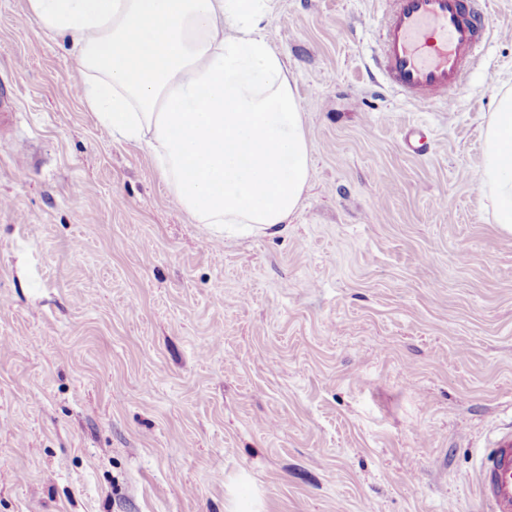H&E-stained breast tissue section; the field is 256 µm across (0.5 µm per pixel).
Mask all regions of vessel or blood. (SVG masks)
I'll return each mask as SVG.
<instances>
[{"label":"vessel or blood","mask_w":512,"mask_h":512,"mask_svg":"<svg viewBox=\"0 0 512 512\" xmlns=\"http://www.w3.org/2000/svg\"><path fill=\"white\" fill-rule=\"evenodd\" d=\"M375 62L384 82L416 105H451L481 43V0H385ZM478 497L487 512H512V433L483 449Z\"/></svg>","instance_id":"obj_1"}]
</instances>
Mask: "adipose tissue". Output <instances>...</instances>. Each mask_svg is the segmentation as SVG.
<instances>
[{"label": "adipose tissue", "instance_id": "obj_1", "mask_svg": "<svg viewBox=\"0 0 512 512\" xmlns=\"http://www.w3.org/2000/svg\"><path fill=\"white\" fill-rule=\"evenodd\" d=\"M273 0H27L64 36L78 95L113 137L144 146L201 224L291 223L312 158L304 109L265 21ZM481 188L512 233V91L484 133Z\"/></svg>", "mask_w": 512, "mask_h": 512}]
</instances>
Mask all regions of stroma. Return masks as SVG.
<instances>
[{"mask_svg": "<svg viewBox=\"0 0 512 512\" xmlns=\"http://www.w3.org/2000/svg\"><path fill=\"white\" fill-rule=\"evenodd\" d=\"M382 0H275L304 206L196 223L0 0V512H484L512 431V234L481 190L512 0L452 108L381 85ZM478 497L488 512H512V433L484 448L477 468Z\"/></svg>", "mask_w": 512, "mask_h": 512, "instance_id": "stroma-1", "label": "stroma"}]
</instances>
